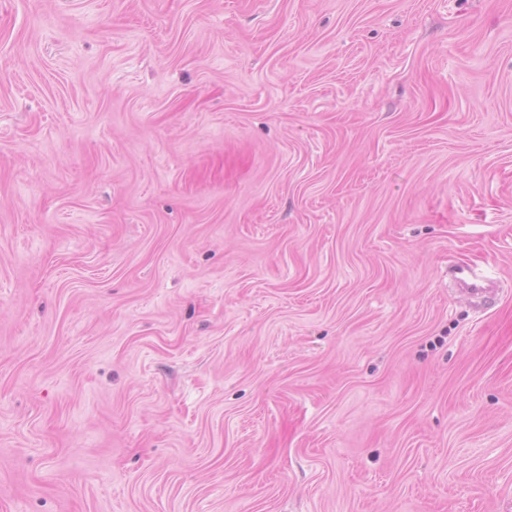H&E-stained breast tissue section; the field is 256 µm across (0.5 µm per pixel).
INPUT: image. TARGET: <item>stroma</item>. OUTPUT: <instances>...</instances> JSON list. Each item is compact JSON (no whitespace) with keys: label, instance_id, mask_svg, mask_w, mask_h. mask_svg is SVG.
Instances as JSON below:
<instances>
[{"label":"stroma","instance_id":"stroma-1","mask_svg":"<svg viewBox=\"0 0 512 512\" xmlns=\"http://www.w3.org/2000/svg\"><path fill=\"white\" fill-rule=\"evenodd\" d=\"M0 512H512V0H0ZM452 274H453L454 278L456 279V281L464 287L463 289L468 291L471 295H473V296L481 295L485 299V302L492 299V296L487 294V290L485 288H481V287L477 286L475 283H471V284L468 283V281L471 278L481 279L479 277V275L477 274L476 270L474 269V267H472L471 265L459 264V265L455 266V268L452 271Z\"/></svg>","mask_w":512,"mask_h":512}]
</instances>
